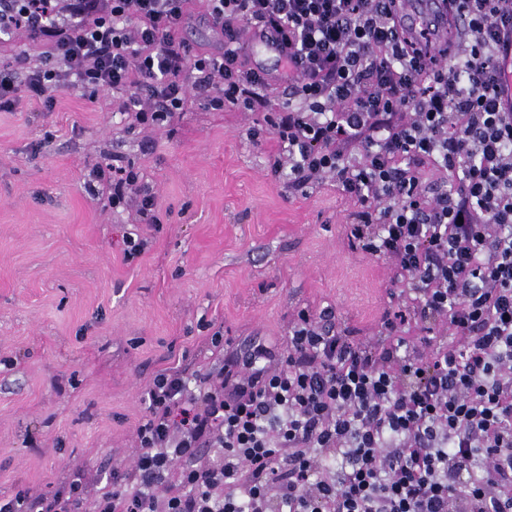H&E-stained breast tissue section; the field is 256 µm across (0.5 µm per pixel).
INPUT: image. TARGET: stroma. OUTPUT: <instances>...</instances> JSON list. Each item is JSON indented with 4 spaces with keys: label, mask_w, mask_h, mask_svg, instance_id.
I'll list each match as a JSON object with an SVG mask.
<instances>
[{
    "label": "stroma",
    "mask_w": 512,
    "mask_h": 512,
    "mask_svg": "<svg viewBox=\"0 0 512 512\" xmlns=\"http://www.w3.org/2000/svg\"><path fill=\"white\" fill-rule=\"evenodd\" d=\"M205 13L190 0L178 35L215 53ZM264 118L195 104L146 129L111 92L78 88L0 110V496L128 463L146 387L207 357L214 331L277 344L328 306L337 328L384 343L389 271L349 249L356 205L274 178L276 140L247 134ZM112 157L140 172L161 224L86 193ZM132 231L145 246L130 257Z\"/></svg>",
    "instance_id": "35a3bbf8"
}]
</instances>
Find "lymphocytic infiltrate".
Masks as SVG:
<instances>
[{"label": "lymphocytic infiltrate", "mask_w": 512, "mask_h": 512, "mask_svg": "<svg viewBox=\"0 0 512 512\" xmlns=\"http://www.w3.org/2000/svg\"><path fill=\"white\" fill-rule=\"evenodd\" d=\"M188 2L0 0V48H35L0 67V108L79 86L121 94L140 125L195 101L266 113L273 176L356 202L349 246L390 271L393 341L305 310L280 344L214 332L207 360L153 378L111 481L78 466L0 512H512V0H450L449 63L403 37L397 0H205L229 42L216 54L178 38ZM273 32L279 96L248 65L249 37ZM86 190L160 221L134 169L97 167ZM430 316L446 344L425 334Z\"/></svg>", "instance_id": "f902f5d3"}]
</instances>
